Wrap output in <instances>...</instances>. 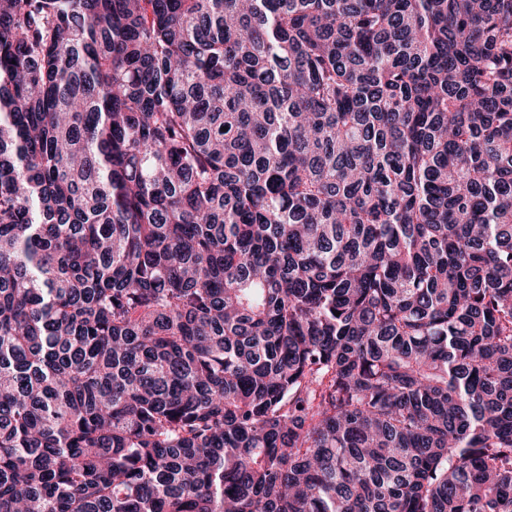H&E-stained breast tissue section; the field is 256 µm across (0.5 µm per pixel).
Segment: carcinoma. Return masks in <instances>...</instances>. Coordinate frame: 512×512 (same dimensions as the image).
<instances>
[{
	"label": "carcinoma",
	"instance_id": "obj_1",
	"mask_svg": "<svg viewBox=\"0 0 512 512\" xmlns=\"http://www.w3.org/2000/svg\"><path fill=\"white\" fill-rule=\"evenodd\" d=\"M0 512H512V0H0Z\"/></svg>",
	"mask_w": 512,
	"mask_h": 512
}]
</instances>
